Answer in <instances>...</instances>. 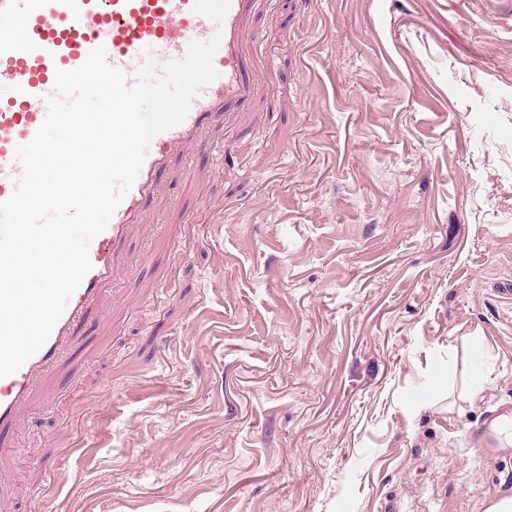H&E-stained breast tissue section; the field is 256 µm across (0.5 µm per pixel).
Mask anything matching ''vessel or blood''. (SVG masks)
Segmentation results:
<instances>
[{
  "label": "vessel or blood",
  "mask_w": 512,
  "mask_h": 512,
  "mask_svg": "<svg viewBox=\"0 0 512 512\" xmlns=\"http://www.w3.org/2000/svg\"><path fill=\"white\" fill-rule=\"evenodd\" d=\"M193 0H0V201L8 199L22 168L18 145L28 143L42 124L44 97L55 74L81 66L89 52L105 46L109 62L128 84L153 49L159 60L184 57L191 40L222 39L214 57L219 76L194 98L186 119L154 138L140 173L106 229L90 244L91 270L70 297L44 346L15 374L0 378V431L25 411L41 378L66 353L88 305L101 298L112 279L129 225L144 223L145 200L161 191L160 177L174 154L204 138L207 129L244 110L257 94L261 76L248 69L250 19L257 0H231L223 24L192 11ZM473 445L499 455L498 428L512 425V408L491 414Z\"/></svg>",
  "instance_id": "vessel-or-blood-1"
}]
</instances>
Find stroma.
I'll return each mask as SVG.
<instances>
[{"label": "stroma", "instance_id": "35a3bbf8", "mask_svg": "<svg viewBox=\"0 0 512 512\" xmlns=\"http://www.w3.org/2000/svg\"><path fill=\"white\" fill-rule=\"evenodd\" d=\"M0 450V512H487L512 454V0H259ZM486 129L479 137L475 126ZM488 420L489 425L478 428L474 432L473 445L481 454L498 456L499 449V435L491 429L490 425L494 422L497 426L508 427L511 424L512 428V408H504L492 413Z\"/></svg>", "mask_w": 512, "mask_h": 512}]
</instances>
